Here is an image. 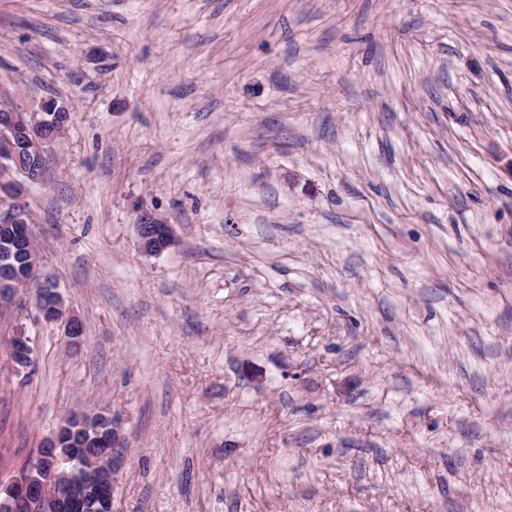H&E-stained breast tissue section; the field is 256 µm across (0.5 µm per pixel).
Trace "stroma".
Segmentation results:
<instances>
[{"instance_id": "1", "label": "stroma", "mask_w": 512, "mask_h": 512, "mask_svg": "<svg viewBox=\"0 0 512 512\" xmlns=\"http://www.w3.org/2000/svg\"><path fill=\"white\" fill-rule=\"evenodd\" d=\"M0 97L84 325L0 319V482L106 410L116 512H512V0H0ZM135 228L142 252L159 255L176 245V236L171 224L160 214L142 209L136 215ZM151 225V226H147ZM12 335L10 352L13 355V366L17 371L25 370L31 366L30 360L33 358L32 339L30 336L26 335L22 327L18 326L15 328Z\"/></svg>"}]
</instances>
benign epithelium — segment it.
Segmentation results:
<instances>
[{
    "mask_svg": "<svg viewBox=\"0 0 512 512\" xmlns=\"http://www.w3.org/2000/svg\"><path fill=\"white\" fill-rule=\"evenodd\" d=\"M71 110L39 105L29 110H0V264L8 273L34 247L25 192L47 183L57 171L55 145L65 135ZM135 228L142 252L159 255L176 245L172 225L160 214L142 209ZM0 310L16 309L20 292H34L32 315L37 321L61 322L70 348H79L83 324L66 307L55 286L44 280L41 267L29 265L21 280L7 282ZM13 366H31L32 339L17 327L11 337ZM129 447L123 420L116 414L72 413L57 427L34 460L8 483L0 484V512H19L45 504L53 512H115L114 502Z\"/></svg>",
    "mask_w": 512,
    "mask_h": 512,
    "instance_id": "1",
    "label": "benign epithelium"
}]
</instances>
